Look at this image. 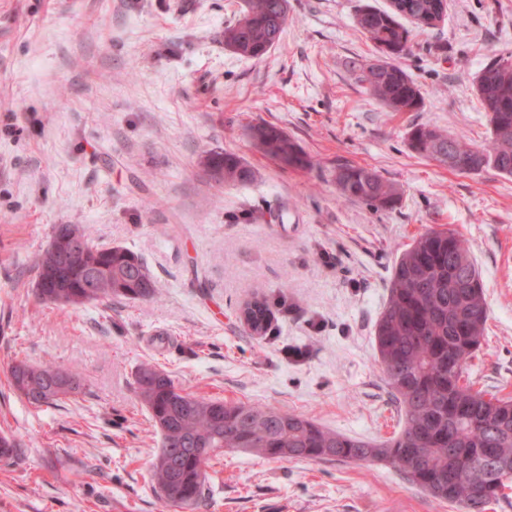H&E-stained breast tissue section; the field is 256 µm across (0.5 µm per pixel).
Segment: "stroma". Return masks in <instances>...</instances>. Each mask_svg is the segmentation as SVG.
I'll return each mask as SVG.
<instances>
[{
	"instance_id": "35a3bbf8",
	"label": "stroma",
	"mask_w": 512,
	"mask_h": 512,
	"mask_svg": "<svg viewBox=\"0 0 512 512\" xmlns=\"http://www.w3.org/2000/svg\"><path fill=\"white\" fill-rule=\"evenodd\" d=\"M243 0H0V512H169L149 481L159 446L135 394L145 364L197 396L289 410L365 441L399 429L373 325L397 254L431 229L466 240L488 307L476 387L512 397V176L461 174L412 150L413 126L464 135L491 126L474 93L487 58L512 54V0H447L412 29L402 64L416 112L373 101L354 65L374 58L356 26L390 0H288L260 60L221 34ZM281 128L312 159L265 155L253 125ZM256 172L216 181L205 151ZM373 170L399 189L392 209L340 196L336 168ZM60 224L146 263L151 303L40 302L34 258ZM274 313L259 336L240 310ZM80 373L82 394L33 407L13 361ZM197 512H456L392 466L274 461L224 450L206 466Z\"/></svg>"
}]
</instances>
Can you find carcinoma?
Returning a JSON list of instances; mask_svg holds the SVG:
<instances>
[{
	"label": "carcinoma",
	"instance_id": "carcinoma-1",
	"mask_svg": "<svg viewBox=\"0 0 512 512\" xmlns=\"http://www.w3.org/2000/svg\"><path fill=\"white\" fill-rule=\"evenodd\" d=\"M445 0H409L408 8L367 6L356 16L360 32L379 52L377 62L359 66V80L369 95L391 112L420 109L418 85L401 64L410 52L409 31L419 28ZM243 18L224 27V45L253 59L264 58L288 22V0H244ZM476 94L489 116L492 137L478 149L462 135L430 125L410 134L411 147L423 157L450 156L478 173L491 167L512 175V61L494 56L476 78ZM251 138L269 156L292 168L312 166L311 159L278 127H251ZM203 166L228 184H244L255 171L231 152L207 151ZM336 181L342 197L375 210L392 208L397 188L376 173L340 165ZM69 235L84 245L81 256L66 263L45 248L35 259L38 297L64 296L82 306L110 299L153 301L156 283L130 250L93 244L87 227L68 225ZM94 282L95 287L85 284ZM388 296L374 329L383 381L403 418L398 432L380 442L364 441L325 429L289 411L205 399L178 389L172 379L156 380L164 370L144 365L136 373V395L145 407L161 445L150 465L156 496L175 512H192L204 499L208 461L222 450L242 449L274 460L385 462L432 498L460 512H487L512 487V398L487 395L467 378L469 362L486 339L488 309L481 274L467 242L455 231L429 230L393 262ZM243 312L252 331L266 333L272 321L268 302L257 297ZM10 382L36 407L76 395L82 377L52 364H12Z\"/></svg>",
	"mask_w": 512,
	"mask_h": 512
}]
</instances>
